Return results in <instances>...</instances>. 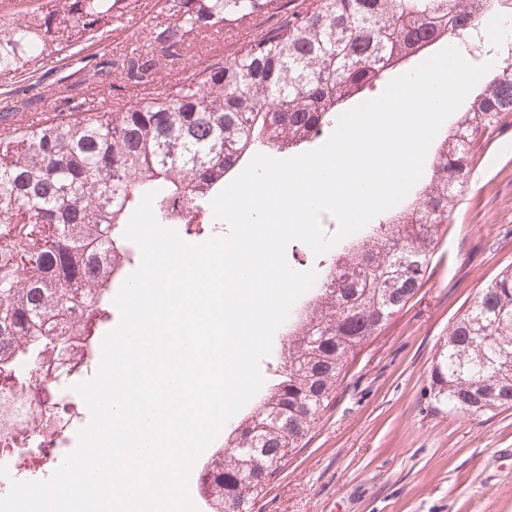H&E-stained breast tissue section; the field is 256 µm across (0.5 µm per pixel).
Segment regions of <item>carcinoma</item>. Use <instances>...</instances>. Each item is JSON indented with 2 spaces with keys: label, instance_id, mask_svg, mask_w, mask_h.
<instances>
[{
  "label": "carcinoma",
  "instance_id": "1",
  "mask_svg": "<svg viewBox=\"0 0 512 512\" xmlns=\"http://www.w3.org/2000/svg\"><path fill=\"white\" fill-rule=\"evenodd\" d=\"M39 0L0 10V76H15L95 36L101 22L136 10L137 0ZM268 0H162L173 23L150 31L148 42L108 56L77 84L29 87L37 120L19 123L16 109L0 108V350L26 352L45 323L69 319L92 291L123 272L101 271L106 249L129 253V212L145 193L163 223L166 200L182 197L193 213L217 196L260 148L299 145L334 122L348 103L388 82L395 71L425 60L463 35L499 0H296L283 18L244 50L215 57L179 81L134 105L113 98L91 105L81 87L116 88L154 83L174 67L187 37L238 16H252ZM455 131L442 139L419 195L385 212L364 237L339 254L288 322V355L281 371L240 422L224 432V448L237 450L254 418L270 401L286 414L288 429L271 441L281 458L298 448L330 401L347 353L372 336L421 285L438 228L448 223L468 189L475 147L486 131L512 114V71L495 70L468 94ZM110 301L71 328L90 324ZM512 327V272L497 275L448 333L433 371L434 398L450 409L480 412L512 406V335L489 338L493 326ZM315 337L310 373L296 362Z\"/></svg>",
  "mask_w": 512,
  "mask_h": 512
}]
</instances>
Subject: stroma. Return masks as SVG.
I'll return each mask as SVG.
<instances>
[{
	"label": "stroma",
	"instance_id": "1",
	"mask_svg": "<svg viewBox=\"0 0 512 512\" xmlns=\"http://www.w3.org/2000/svg\"><path fill=\"white\" fill-rule=\"evenodd\" d=\"M98 42L36 71L43 85L80 76ZM469 195L442 226L417 292L351 351L336 393L253 512H512V408L448 410L432 369L453 321L512 269V123L484 135Z\"/></svg>",
	"mask_w": 512,
	"mask_h": 512
}]
</instances>
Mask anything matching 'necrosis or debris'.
<instances>
[{
  "label": "necrosis or debris",
  "mask_w": 512,
  "mask_h": 512,
  "mask_svg": "<svg viewBox=\"0 0 512 512\" xmlns=\"http://www.w3.org/2000/svg\"><path fill=\"white\" fill-rule=\"evenodd\" d=\"M495 21L486 15L473 23L457 43L460 53L478 60L492 54L500 66L511 64L512 44L492 40ZM101 346V337L66 332L46 337L28 354L9 357L16 379L0 383V466L9 475L24 472V461L36 448L45 449L54 463L63 462V437L80 418L79 397L69 386L89 371ZM8 477H0V496L10 489Z\"/></svg>",
  "instance_id": "4bbe7bcc"
}]
</instances>
